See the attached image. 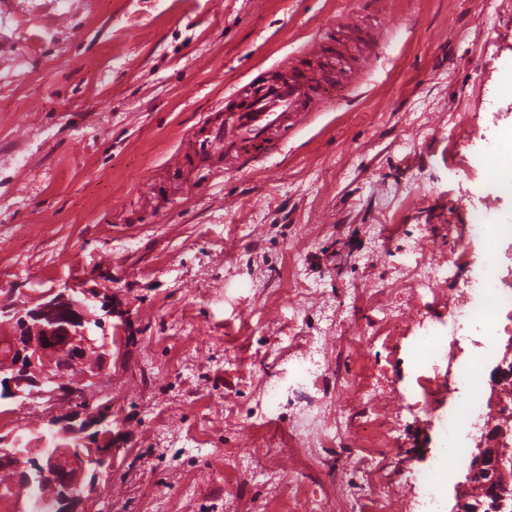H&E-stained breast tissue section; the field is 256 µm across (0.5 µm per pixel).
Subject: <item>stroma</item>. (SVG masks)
<instances>
[{
	"label": "stroma",
	"mask_w": 512,
	"mask_h": 512,
	"mask_svg": "<svg viewBox=\"0 0 512 512\" xmlns=\"http://www.w3.org/2000/svg\"><path fill=\"white\" fill-rule=\"evenodd\" d=\"M0 0V295L112 274L130 309L104 386L120 424L95 512H439L421 477L441 422L512 343L448 320L496 246L473 209L512 214L483 177L484 146L512 158V0ZM384 43L370 65L366 33ZM344 45V64L307 44ZM332 73L309 115L288 116L264 161L206 151L227 98L289 69ZM469 264L434 289L416 261ZM458 338L454 358L428 355ZM264 417L270 389L295 372ZM44 398H0V422L44 432ZM312 417L328 437L309 447ZM233 468H225V460Z\"/></svg>",
	"instance_id": "stroma-1"
}]
</instances>
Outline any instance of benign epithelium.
Returning <instances> with one entry per match:
<instances>
[{"label":"benign epithelium","instance_id":"obj_1","mask_svg":"<svg viewBox=\"0 0 512 512\" xmlns=\"http://www.w3.org/2000/svg\"><path fill=\"white\" fill-rule=\"evenodd\" d=\"M112 288L90 286L83 280L52 288L31 298L26 288H13L0 297V324L13 327L0 336V390L7 396L26 398L38 394L69 407L47 414L41 441L55 440L53 448H33L22 436H0V468L14 473V480L0 486V504L11 512H23V495L33 481L50 482L56 494L48 501L49 512H92L86 475L112 473L116 449L112 448V402H98L90 388L104 381L112 363V349L121 348L125 324H114ZM105 336L100 347L91 324ZM94 351L99 363L85 375L86 386L67 378V366ZM512 379V342L498 362L492 394ZM465 482L456 486L450 512H512V442L496 418L483 426Z\"/></svg>","mask_w":512,"mask_h":512}]
</instances>
